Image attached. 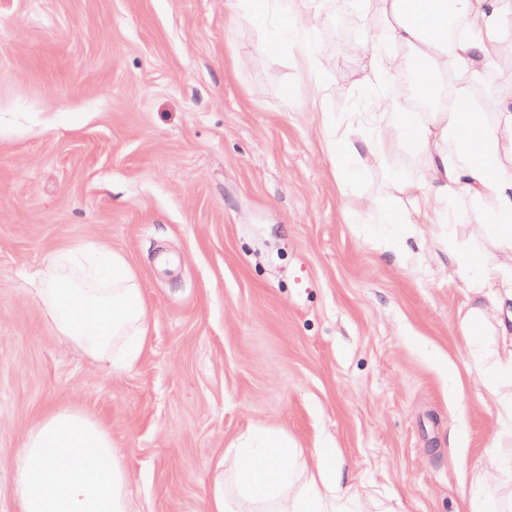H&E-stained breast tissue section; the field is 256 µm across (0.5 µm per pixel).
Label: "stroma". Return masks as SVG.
Wrapping results in <instances>:
<instances>
[{
  "mask_svg": "<svg viewBox=\"0 0 512 512\" xmlns=\"http://www.w3.org/2000/svg\"><path fill=\"white\" fill-rule=\"evenodd\" d=\"M225 0H0V512L15 461L55 407L102 421L133 475L132 512H208L209 466L247 430L303 450L330 439L345 480L389 512H465L488 467L497 403L471 355L464 282L449 254H495L496 201L458 191L450 236L370 201L419 171L393 148L346 185L333 127L371 112L361 44L383 41L379 0H312L300 53ZM485 78L438 79L441 97L512 80V26ZM91 240L123 252L149 309L138 361L115 370L56 336L32 301L40 267ZM372 207L379 211L380 221L378 224H415L423 223L425 214L421 210L405 212L396 208L389 201H374Z\"/></svg>",
  "mask_w": 512,
  "mask_h": 512,
  "instance_id": "35a3bbf8",
  "label": "stroma"
}]
</instances>
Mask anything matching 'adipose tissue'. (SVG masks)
<instances>
[{
	"instance_id": "obj_1",
	"label": "adipose tissue",
	"mask_w": 512,
	"mask_h": 512,
	"mask_svg": "<svg viewBox=\"0 0 512 512\" xmlns=\"http://www.w3.org/2000/svg\"><path fill=\"white\" fill-rule=\"evenodd\" d=\"M299 0H277L269 13L265 0H227L231 13L267 30L266 47L276 52L306 51L295 15ZM393 22L392 44L424 55L427 76L447 70L449 62L479 72L497 57L501 35L512 24V0H381ZM470 18L472 31L448 39L449 15ZM467 89H458L451 105H438L428 119L399 111L395 101L376 104L375 134H339L333 153L336 169L356 182L367 160L387 157L394 144L411 143L424 154L426 167L395 180L398 192L416 197L429 188L428 210L439 212L457 189L471 195L495 193L498 205L487 231L500 258L473 255L458 264L468 284L466 324L476 334L493 327L496 347L485 351L473 339L471 351L487 354L485 384L496 397L502 432L496 445L498 465L512 464V288L502 287L512 269V176L502 165L512 155V115L491 128L469 110ZM37 304L52 331L86 356L114 368L133 365L140 356L148 309L140 280L118 250L80 241L59 250L40 270L34 288ZM330 445L303 459L286 435L261 427L249 429L218 460L208 479L209 512H370L373 499L342 479ZM131 473L112 438L97 419L77 409H54L28 432L17 456L18 512H129ZM469 512H512V483L501 475L475 477Z\"/></svg>"
}]
</instances>
